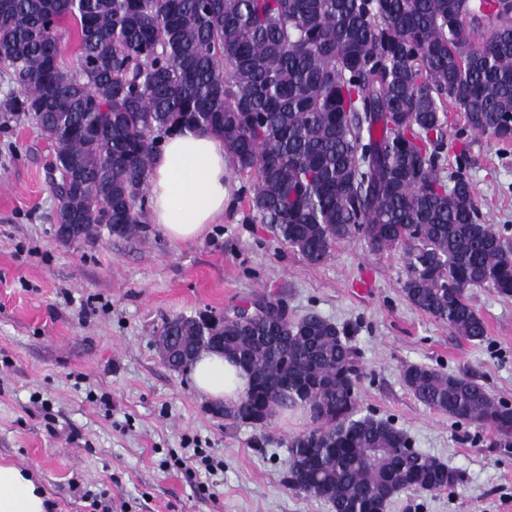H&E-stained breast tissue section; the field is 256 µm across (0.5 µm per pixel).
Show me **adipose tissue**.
I'll return each mask as SVG.
<instances>
[{"instance_id": "1", "label": "adipose tissue", "mask_w": 512, "mask_h": 512, "mask_svg": "<svg viewBox=\"0 0 512 512\" xmlns=\"http://www.w3.org/2000/svg\"><path fill=\"white\" fill-rule=\"evenodd\" d=\"M227 163L223 140L211 133L187 131L162 141L149 178V207L168 238L196 239L223 216ZM189 378L214 404L235 402L248 384L246 371L215 351L199 354ZM0 512H45L37 487L12 466L0 467Z\"/></svg>"}]
</instances>
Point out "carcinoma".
Segmentation results:
<instances>
[{"label":"carcinoma","instance_id":"carcinoma-1","mask_svg":"<svg viewBox=\"0 0 512 512\" xmlns=\"http://www.w3.org/2000/svg\"><path fill=\"white\" fill-rule=\"evenodd\" d=\"M78 56L61 65V23ZM0 128L32 119L50 141L57 223L128 237L160 143L204 129L253 179L251 207L310 263L352 233L406 266L418 310L470 340L488 339L471 288L512 294V252L482 221L464 155L440 176L448 107L466 127L512 143V15L500 0H0ZM282 302L249 316H176L157 344L168 367L224 337L250 383L224 418L263 427L301 409L284 482L334 512H385L402 490L458 479L391 423L360 415L357 352L335 324ZM425 407L512 439V407L466 374L411 364Z\"/></svg>","mask_w":512,"mask_h":512}]
</instances>
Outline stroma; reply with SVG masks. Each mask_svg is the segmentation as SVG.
I'll return each instance as SVG.
<instances>
[{
	"mask_svg": "<svg viewBox=\"0 0 512 512\" xmlns=\"http://www.w3.org/2000/svg\"><path fill=\"white\" fill-rule=\"evenodd\" d=\"M446 121L483 218L512 248V145L465 131L455 110ZM47 154L32 121L0 130V465L33 480L47 512H92L95 500L111 512H334L283 482L307 415L262 428L227 420L156 345L166 319L221 316L264 296L345 330L360 352L361 412L458 472L448 489L400 492L386 512H512V446L426 408L401 376L411 364L464 373L512 406V295L470 289L488 339L468 341L410 304L397 253L354 234L312 264L278 241L232 167L224 221L201 239L171 241L148 221L132 237L104 229L64 243ZM198 448L223 469L201 470Z\"/></svg>",
	"mask_w": 512,
	"mask_h": 512,
	"instance_id": "35a3bbf8",
	"label": "stroma"
}]
</instances>
